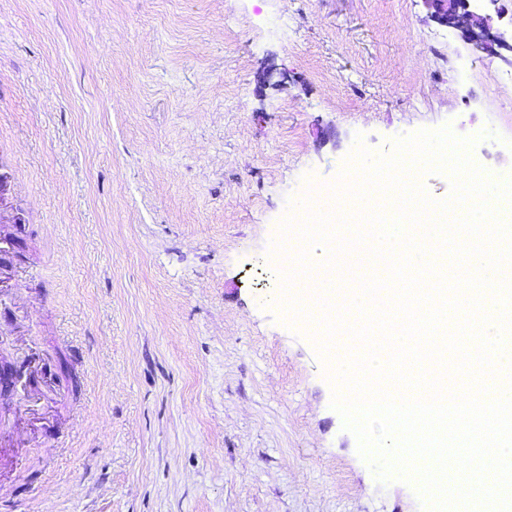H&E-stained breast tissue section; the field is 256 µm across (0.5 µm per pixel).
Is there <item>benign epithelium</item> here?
<instances>
[{"label":"benign epithelium","mask_w":512,"mask_h":512,"mask_svg":"<svg viewBox=\"0 0 512 512\" xmlns=\"http://www.w3.org/2000/svg\"><path fill=\"white\" fill-rule=\"evenodd\" d=\"M438 23L463 33L465 41L478 51L512 63V39L493 30L492 14H500V0H482L486 13L470 10V0H424Z\"/></svg>","instance_id":"benign-epithelium-1"}]
</instances>
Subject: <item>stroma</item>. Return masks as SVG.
Returning a JSON list of instances; mask_svg holds the SVG:
<instances>
[{
    "label": "stroma",
    "instance_id": "1",
    "mask_svg": "<svg viewBox=\"0 0 512 512\" xmlns=\"http://www.w3.org/2000/svg\"><path fill=\"white\" fill-rule=\"evenodd\" d=\"M511 68L423 0H0V369L45 415L0 512H425L285 321L282 223L359 141L512 180Z\"/></svg>",
    "mask_w": 512,
    "mask_h": 512
}]
</instances>
